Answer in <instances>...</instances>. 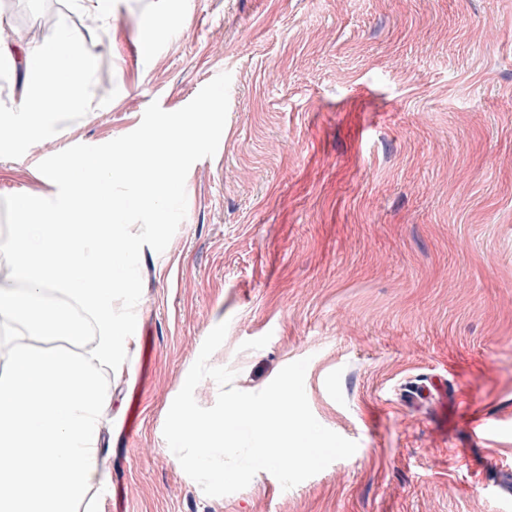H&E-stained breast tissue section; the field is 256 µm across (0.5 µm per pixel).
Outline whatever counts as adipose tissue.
<instances>
[{
  "instance_id": "ef3b65f1",
  "label": "adipose tissue",
  "mask_w": 512,
  "mask_h": 512,
  "mask_svg": "<svg viewBox=\"0 0 512 512\" xmlns=\"http://www.w3.org/2000/svg\"><path fill=\"white\" fill-rule=\"evenodd\" d=\"M95 63L80 36L67 28L51 42L23 47L0 43V69L22 77L12 88L22 120L0 131V159L11 155L20 140L53 133L60 113L87 111L84 87Z\"/></svg>"
}]
</instances>
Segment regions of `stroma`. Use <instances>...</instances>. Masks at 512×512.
<instances>
[{"label":"stroma","instance_id":"35a3bbf8","mask_svg":"<svg viewBox=\"0 0 512 512\" xmlns=\"http://www.w3.org/2000/svg\"><path fill=\"white\" fill-rule=\"evenodd\" d=\"M97 58L91 109L0 160L1 197H54L37 165L135 130L232 76L216 154L186 178L164 252L143 246L130 368L108 372L99 512H512V0H14ZM257 392L305 390L355 454L285 490L258 472L210 497L163 436L204 339ZM499 419L484 441L472 414ZM115 0H76L75 6L84 11L93 21L104 26H111L113 4Z\"/></svg>","mask_w":512,"mask_h":512}]
</instances>
